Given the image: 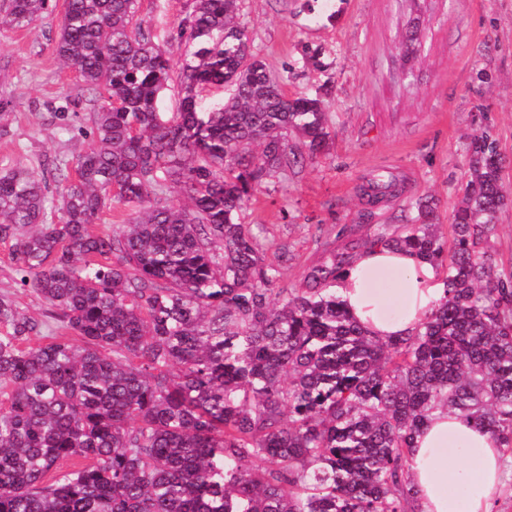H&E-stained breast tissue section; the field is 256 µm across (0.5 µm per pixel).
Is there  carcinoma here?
Returning a JSON list of instances; mask_svg holds the SVG:
<instances>
[{
	"label": "carcinoma",
	"mask_w": 512,
	"mask_h": 512,
	"mask_svg": "<svg viewBox=\"0 0 512 512\" xmlns=\"http://www.w3.org/2000/svg\"><path fill=\"white\" fill-rule=\"evenodd\" d=\"M192 2L175 75L138 0H63L54 51L84 83L91 139L74 172L54 164L52 206L45 177L0 169V241L79 342L0 295V512H416L406 465L438 410L512 458V271L489 246L512 192L495 140L471 143L453 239L411 201L399 231L331 249L283 288L288 251L267 258L240 215L272 173L324 150L327 113L282 91L238 0ZM56 5L6 0L0 24ZM211 88L229 95L206 107ZM111 204L128 223L91 233ZM376 246L443 282L406 336L371 335L336 294Z\"/></svg>",
	"instance_id": "carcinoma-1"
}]
</instances>
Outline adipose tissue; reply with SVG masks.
<instances>
[{"mask_svg":"<svg viewBox=\"0 0 512 512\" xmlns=\"http://www.w3.org/2000/svg\"><path fill=\"white\" fill-rule=\"evenodd\" d=\"M395 279L400 315H386L376 279ZM336 292L349 314L378 337L415 329L444 295L435 268L416 256L383 247L365 253L341 277ZM506 463L489 435L456 414L438 413L415 439L407 478L420 512H493Z\"/></svg>","mask_w":512,"mask_h":512,"instance_id":"ef3b65f1","label":"adipose tissue"}]
</instances>
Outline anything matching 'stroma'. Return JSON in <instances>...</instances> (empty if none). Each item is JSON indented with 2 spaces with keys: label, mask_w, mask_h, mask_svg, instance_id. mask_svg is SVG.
Listing matches in <instances>:
<instances>
[{
  "label": "stroma",
  "mask_w": 512,
  "mask_h": 512,
  "mask_svg": "<svg viewBox=\"0 0 512 512\" xmlns=\"http://www.w3.org/2000/svg\"><path fill=\"white\" fill-rule=\"evenodd\" d=\"M190 8L139 0L144 29L175 68L185 46L169 33ZM61 19L57 10L0 30V101L9 105L0 167L71 164L87 146L82 83L54 51ZM239 21L283 91L320 97L328 114L327 148L263 182L241 216L269 247L287 245L282 287H300L330 249L398 228L411 199L432 202L449 234L477 133L496 140L512 189V0H240ZM410 38L418 51L407 58L400 47ZM382 175L399 191L369 202L364 190ZM19 279L0 244V294L44 318V301Z\"/></svg>",
  "instance_id": "1"
}]
</instances>
